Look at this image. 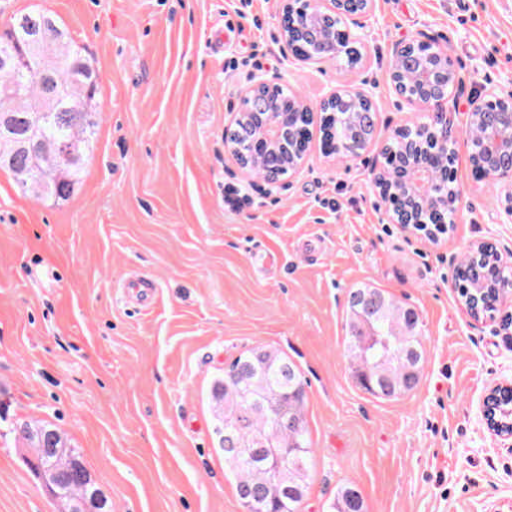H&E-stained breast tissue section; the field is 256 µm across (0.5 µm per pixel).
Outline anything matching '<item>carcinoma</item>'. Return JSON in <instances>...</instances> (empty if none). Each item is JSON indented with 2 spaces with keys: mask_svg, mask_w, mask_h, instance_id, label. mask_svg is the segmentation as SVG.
<instances>
[{
  "mask_svg": "<svg viewBox=\"0 0 512 512\" xmlns=\"http://www.w3.org/2000/svg\"><path fill=\"white\" fill-rule=\"evenodd\" d=\"M46 44L50 58L39 64L51 74L50 86L34 79L32 46ZM19 61V87L0 85V169L19 188L40 200L63 202L80 182L83 163L97 124L100 78L84 47L56 18L34 6L13 17L0 34V57ZM70 143L77 156L63 161L60 145ZM497 258L486 252L464 256L456 274L460 298L486 290L496 281ZM348 336L344 354L358 385L371 396L391 400L414 389L425 362L421 320L415 309L377 288H354L346 305ZM298 367L271 348H255L224 367L211 400L224 464L236 477L237 496L263 498L264 512H302L315 449L305 420L307 395ZM288 408L300 422L293 433L274 429L275 406ZM23 434L25 461L65 512H109L112 502L97 485L60 431L43 421H16ZM288 449L280 476L269 475L264 440ZM332 512H366L361 493L350 483L336 489Z\"/></svg>",
  "mask_w": 512,
  "mask_h": 512,
  "instance_id": "cac0c4a2",
  "label": "carcinoma"
}]
</instances>
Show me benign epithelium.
I'll use <instances>...</instances> for the list:
<instances>
[{"instance_id": "benign-epithelium-1", "label": "benign epithelium", "mask_w": 512, "mask_h": 512, "mask_svg": "<svg viewBox=\"0 0 512 512\" xmlns=\"http://www.w3.org/2000/svg\"><path fill=\"white\" fill-rule=\"evenodd\" d=\"M281 15L291 17L288 26H280L288 61L318 64L333 61L350 52V58L360 55L362 45L360 30L373 16L374 0H282ZM350 22L343 29V48L336 38L325 32V23L336 17ZM390 80L396 92L411 106L427 114L420 124H404L393 135L400 138V149L391 151L392 163L372 174L371 187L386 201H412L425 197L423 187L430 184L433 192L428 205L421 213L407 206L400 210L389 209V219L405 229L426 224L431 218L442 217L447 223L448 191L442 189L446 175L440 171L442 155L451 149L448 143V88L458 81L448 52L422 32L415 38L395 44L389 68ZM280 83L254 77L241 93V108L232 113L231 125L224 130L225 148L235 157L239 167L260 176L263 184L258 189L267 194L280 184L278 168H269L265 159L283 157L290 160V169H300L308 156L309 141L303 140L295 148L288 147L289 134L305 122L321 120L325 128L328 155L337 159L354 157L367 148L360 141L338 143L331 123L337 118L335 108L352 103L369 115V130L376 131L377 113L372 94L364 88H336L323 96L313 106L300 97L287 101L275 93ZM489 116V119L512 130V94L503 95L489 89L475 97L469 104V119ZM252 123V150L243 152L237 144L238 125L243 119ZM473 170L485 182L504 188L501 206L494 223L512 224V138L505 144L490 149L486 161H476ZM481 417L487 429L494 435L512 438V420L504 421L497 413L481 409Z\"/></svg>"}]
</instances>
